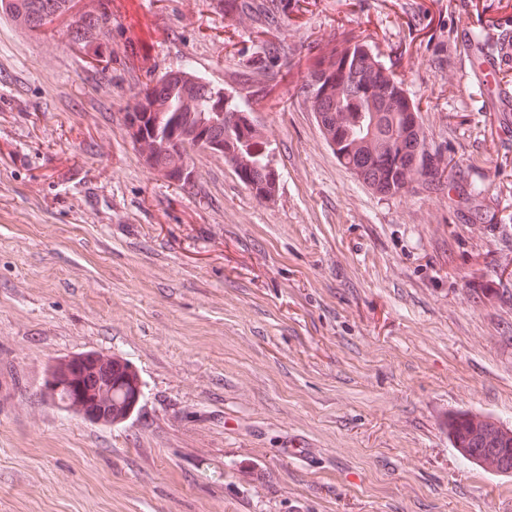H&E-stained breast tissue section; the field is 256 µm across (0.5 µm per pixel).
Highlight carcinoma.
Instances as JSON below:
<instances>
[{
  "label": "carcinoma",
  "instance_id": "obj_1",
  "mask_svg": "<svg viewBox=\"0 0 512 512\" xmlns=\"http://www.w3.org/2000/svg\"><path fill=\"white\" fill-rule=\"evenodd\" d=\"M75 10V0H0L29 31L48 30L70 17V42L101 71L112 72L110 0H91ZM213 9L254 29L275 31L287 14L288 0H211ZM283 47L268 40L250 64V75L267 71ZM336 158L382 196H394L443 171L441 158L428 153L418 109L401 83L369 49L359 44L316 55L299 88ZM120 123L146 167L182 189L195 184L192 153L224 158L239 182L255 198L268 200L278 187L268 143L258 130L250 104L224 95L223 89L187 69L168 70L145 83L120 113ZM72 371L93 373L100 384L86 395L80 384L55 377L47 381V399L60 408H79L86 417L123 409L140 397L126 373L100 359L76 358ZM448 428L462 452L490 468L512 474V429L466 414Z\"/></svg>",
  "mask_w": 512,
  "mask_h": 512
}]
</instances>
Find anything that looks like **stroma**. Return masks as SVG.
I'll return each instance as SVG.
<instances>
[{
    "label": "stroma",
    "instance_id": "1",
    "mask_svg": "<svg viewBox=\"0 0 512 512\" xmlns=\"http://www.w3.org/2000/svg\"><path fill=\"white\" fill-rule=\"evenodd\" d=\"M209 0H112L111 76L0 12V512H512V475L448 418L512 428V111L459 74L512 0H288L285 53ZM366 44L419 107L441 180L376 193L336 158L299 87L312 55ZM252 104L279 188L222 157L197 185L144 167L121 103L183 63ZM126 360L119 424L44 397L58 361ZM301 444L304 459L286 456ZM282 51L283 47L279 42L267 40L250 64V75L266 72L279 59Z\"/></svg>",
    "mask_w": 512,
    "mask_h": 512
}]
</instances>
